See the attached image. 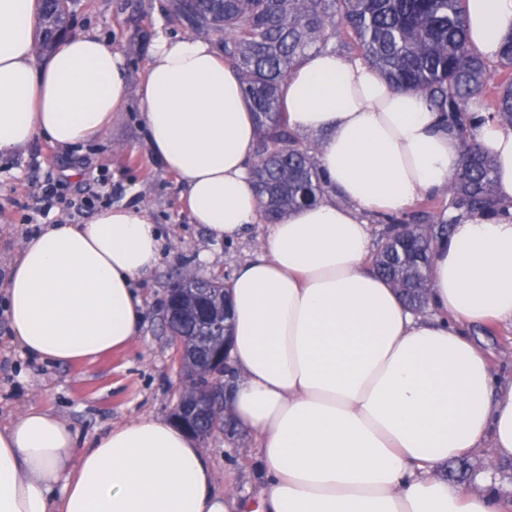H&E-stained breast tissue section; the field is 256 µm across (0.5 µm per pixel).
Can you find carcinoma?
<instances>
[{
	"instance_id": "obj_1",
	"label": "carcinoma",
	"mask_w": 512,
	"mask_h": 512,
	"mask_svg": "<svg viewBox=\"0 0 512 512\" xmlns=\"http://www.w3.org/2000/svg\"><path fill=\"white\" fill-rule=\"evenodd\" d=\"M44 2L34 42L39 56L53 49L52 26L69 23L74 4ZM166 9L174 25L216 38L240 76L258 130L253 187L267 223L304 206L303 188L313 205L328 195L316 152L289 126L280 90L302 58L333 40L393 89L423 94L461 144V165L446 186L448 208L423 204L401 236L393 234L394 219L380 221L375 269L408 304L427 308L433 247L455 224L509 213L512 206L496 194L492 160L472 136L469 112L485 96L483 109L512 127V32L491 65L469 39L465 0H168Z\"/></svg>"
}]
</instances>
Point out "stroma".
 Masks as SVG:
<instances>
[{
    "label": "stroma",
    "mask_w": 512,
    "mask_h": 512,
    "mask_svg": "<svg viewBox=\"0 0 512 512\" xmlns=\"http://www.w3.org/2000/svg\"><path fill=\"white\" fill-rule=\"evenodd\" d=\"M164 0H77L74 31L95 32L127 60L130 90H137L158 28L175 37L183 28L169 25ZM53 183L60 201L40 216L39 184ZM177 178L152 160L141 109L130 100L112 119L103 138L60 150L35 138L13 155L0 159V295L6 270L16 257L22 236L46 224L86 223L106 204L147 209L162 235L160 265L137 284L145 314L140 334L130 348L88 364L34 362L15 348L0 318V427L28 408L59 414L88 439L109 426L141 414L171 417L186 384L175 344L166 327L163 306L170 285L185 271L229 283L236 267L257 249L266 224H253L231 242L211 240L202 225L192 223L181 200ZM208 261H201V254ZM466 333L485 352L494 373L512 376V325L490 323L467 327ZM215 472L217 489L246 494L261 480L256 439L238 433L202 440ZM492 470L503 489L512 488V463L494 461L490 450L443 464L440 476L473 487V476Z\"/></svg>",
    "instance_id": "1"
}]
</instances>
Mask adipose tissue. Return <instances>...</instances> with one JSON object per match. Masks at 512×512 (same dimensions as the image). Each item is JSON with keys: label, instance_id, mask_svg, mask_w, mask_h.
I'll use <instances>...</instances> for the list:
<instances>
[{"label": "adipose tissue", "instance_id": "adipose-tissue-1", "mask_svg": "<svg viewBox=\"0 0 512 512\" xmlns=\"http://www.w3.org/2000/svg\"><path fill=\"white\" fill-rule=\"evenodd\" d=\"M470 37L496 59L512 0H467ZM36 0H0V156L35 138L69 148L102 137L127 102L126 60L89 32L33 52ZM148 148L182 182L216 241L259 223L256 127L237 72L214 45L157 31L138 88ZM290 126L318 136L330 196L270 225L228 291L235 426L258 443L261 484L219 492L207 453L175 422L139 416L79 446L60 416L29 409L0 429V512H512L497 481L472 493L439 476L491 449L512 461V381L465 334L512 323V220L473 216L433 251L429 305L410 310L371 268L368 213L398 214L457 171L460 145L428 100L392 90L362 58L311 53L288 77ZM474 138L512 201V127L478 113ZM161 236L140 207L24 238L0 304L12 342L51 363L130 347L135 283Z\"/></svg>", "mask_w": 512, "mask_h": 512}]
</instances>
